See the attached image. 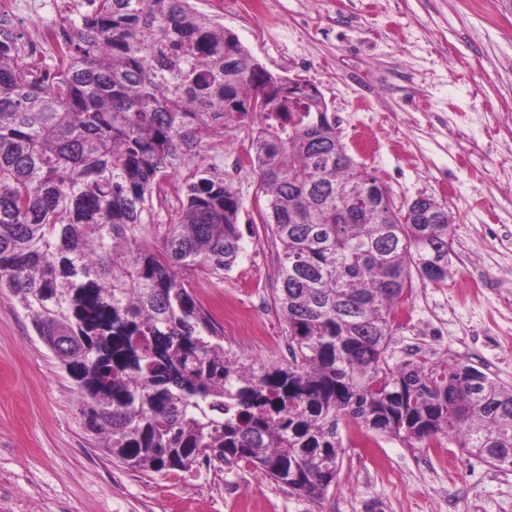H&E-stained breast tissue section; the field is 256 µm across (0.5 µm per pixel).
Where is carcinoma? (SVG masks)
Here are the masks:
<instances>
[{
  "label": "carcinoma",
  "mask_w": 512,
  "mask_h": 512,
  "mask_svg": "<svg viewBox=\"0 0 512 512\" xmlns=\"http://www.w3.org/2000/svg\"><path fill=\"white\" fill-rule=\"evenodd\" d=\"M87 2L54 23L48 59L0 11V288L75 382L85 429L132 468L244 461L313 502L336 482L346 420L512 468L511 387L386 356L415 281L448 276V205L430 198L433 224L389 205L340 158L308 83L288 88L191 0ZM260 124L250 171L281 247L286 365L228 357L179 277L198 265L220 282L241 255L238 192L196 158Z\"/></svg>",
  "instance_id": "carcinoma-1"
}]
</instances>
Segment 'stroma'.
Here are the masks:
<instances>
[{
  "label": "stroma",
  "mask_w": 512,
  "mask_h": 512,
  "mask_svg": "<svg viewBox=\"0 0 512 512\" xmlns=\"http://www.w3.org/2000/svg\"><path fill=\"white\" fill-rule=\"evenodd\" d=\"M272 14L224 26L268 70L315 86L355 162L395 205L425 194L452 216L448 277L400 309L391 364H471L512 387V0H274ZM244 250L222 284L181 276L200 305H253L224 328L244 364H287L272 308L279 243L259 222L257 182L234 176ZM79 395L0 291V512H512V475L438 440L409 445L349 421L325 500L310 502L242 463L135 470L84 428Z\"/></svg>",
  "instance_id": "stroma-1"
}]
</instances>
